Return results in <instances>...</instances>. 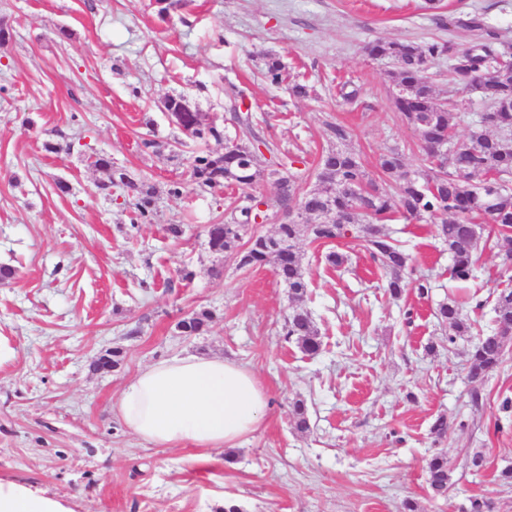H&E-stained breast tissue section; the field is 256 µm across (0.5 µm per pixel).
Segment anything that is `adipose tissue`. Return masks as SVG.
I'll return each mask as SVG.
<instances>
[{
  "mask_svg": "<svg viewBox=\"0 0 512 512\" xmlns=\"http://www.w3.org/2000/svg\"><path fill=\"white\" fill-rule=\"evenodd\" d=\"M267 397L248 369L221 358L186 356L148 366L122 388L118 413L156 446H234L255 431Z\"/></svg>",
  "mask_w": 512,
  "mask_h": 512,
  "instance_id": "1",
  "label": "adipose tissue"
}]
</instances>
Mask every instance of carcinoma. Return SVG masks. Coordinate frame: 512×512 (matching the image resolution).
Here are the masks:
<instances>
[{
	"mask_svg": "<svg viewBox=\"0 0 512 512\" xmlns=\"http://www.w3.org/2000/svg\"><path fill=\"white\" fill-rule=\"evenodd\" d=\"M365 52L395 64L397 92L393 104L397 112L421 133H431L438 143L451 134L454 112L439 100L435 88L427 81L426 71L432 62L448 59L452 81L462 86L474 82L482 89L486 129L473 132L468 142L450 154L437 153L429 140L422 139V165L415 170L406 168L402 150L391 148L379 159L382 177L377 181L367 174L360 156L348 148L346 127L329 124L327 137L331 146L321 155L314 185L301 194V175L293 170V160L260 137L252 114L240 111L241 91L231 84L225 89V96L236 124L238 148L226 154L195 155L191 163L193 183L202 191H216L256 182L265 175L255 166V152L262 144L270 155V170L265 176L272 183L280 208L286 213L296 206L304 210L306 220H290L278 225L271 234H256L254 217L239 206L232 222L208 225L209 250L215 255L234 254L240 268L273 264L279 283L288 288L291 298L301 299L307 293L308 278L296 250V240L306 236L313 242L331 243L357 231L371 257L385 271L386 288L392 296L397 297L410 287L423 294L430 288L429 280L415 281L410 277L409 254L399 240L381 232L380 225L397 212L419 222L442 217L437 236L448 249L451 274L467 280L482 256L478 250L481 234L473 228V220L489 213L498 229L491 248L497 251L502 266H511L512 187L493 190L487 183L493 175H512V43L489 31L485 36L477 35L466 48H459L450 40L415 43L376 39L365 46ZM263 76L278 86L288 79V71L280 58L268 56ZM180 127L195 139L224 138V130L204 123L196 111L185 113ZM93 165L108 173L109 182L101 188L115 186L122 190L123 205L130 209V224L151 223L156 207L152 190L125 170L112 167V161L104 155L97 156ZM243 239L246 243L242 246ZM494 314L497 328L478 337L467 351L474 407L481 403L485 379L502 362L506 339L512 340V334H508L512 329V288L498 291ZM435 317L448 329L450 346L457 338L470 334L471 323L462 305L453 299L441 303ZM213 321L214 314L203 310L181 319L177 328L185 336H200ZM284 336L295 340L306 355L313 356L321 349L317 327L303 308L288 315ZM293 418L297 430H310L303 401L294 402ZM428 484L435 495L448 492L451 468L448 454L442 450L433 453L428 461Z\"/></svg>",
	"mask_w": 512,
	"mask_h": 512,
	"instance_id": "1",
	"label": "carcinoma"
}]
</instances>
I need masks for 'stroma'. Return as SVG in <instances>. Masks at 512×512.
<instances>
[{"mask_svg":"<svg viewBox=\"0 0 512 512\" xmlns=\"http://www.w3.org/2000/svg\"><path fill=\"white\" fill-rule=\"evenodd\" d=\"M512 41V0H180L159 15L155 0H0V486H22L65 512H399L413 499L424 512H470L473 498L512 512V489L494 476L512 464V343L486 380L481 407L470 402L466 351L494 328L496 293L512 270L484 248L469 280L451 277L433 223L396 217L386 234L405 241L413 278L394 298L364 242H336L346 263L326 267L324 249L297 248L309 288L293 301L272 265L238 268L212 254L207 225L230 219L244 193L231 186L170 196L189 183L198 151L223 142L185 136L163 103L187 96L233 136L224 91L246 95L262 135L297 160L304 187L327 146V123L350 132L370 177L379 155L400 147L420 163L416 130L393 105V63L362 51L384 38L468 46L466 28ZM279 56L290 80L311 86L296 98L262 77L264 55ZM441 97L459 101L458 141L469 140L484 107L480 91L449 84L434 61ZM351 81L355 102L336 92ZM160 143V151L145 141ZM111 157L152 189L153 223L130 225L122 192L91 164ZM68 192H60L58 183ZM183 225L175 239L167 225ZM195 273L182 280V269ZM465 304L470 335L448 343L434 311ZM307 309L322 347L312 357L281 334L293 308ZM208 310L201 336L177 322ZM123 350L113 371L92 360ZM187 355L221 356L251 370L268 396L261 428L236 447H158L133 435L116 410L124 384L148 365ZM304 400L311 430L295 429ZM448 433L436 438L438 416ZM446 451L447 496H432L427 463ZM481 455V470L468 461Z\"/></svg>","mask_w":512,"mask_h":512,"instance_id":"35a3bbf8","label":"stroma"}]
</instances>
